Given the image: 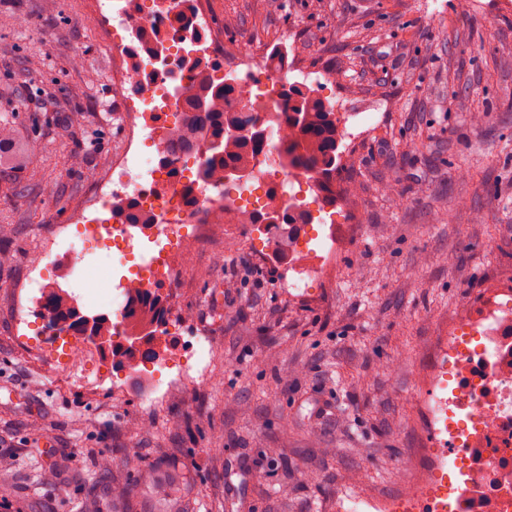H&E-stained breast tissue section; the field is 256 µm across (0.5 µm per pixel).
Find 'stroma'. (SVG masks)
I'll return each instance as SVG.
<instances>
[{
  "label": "stroma",
  "instance_id": "obj_1",
  "mask_svg": "<svg viewBox=\"0 0 512 512\" xmlns=\"http://www.w3.org/2000/svg\"><path fill=\"white\" fill-rule=\"evenodd\" d=\"M225 48L273 50L291 40L298 75L326 76L314 96L371 112L342 140L337 186H310L308 210L346 225L332 281L304 296L267 246L264 224H241L183 254L157 291L170 313L163 357L197 334L214 352L208 377L146 408L155 361L116 367L88 391L33 360L13 333V287L40 237L69 223L122 142V86L90 0H0V99L39 153L0 175V457L12 463L0 512H83L99 473L93 452L131 480L128 512H160L135 482L153 465L193 512H335L337 496H390L418 471L425 444L416 406L424 348L489 282H512V0H208ZM82 130L67 136L72 113ZM482 120H473V113ZM82 158L72 166L71 155Z\"/></svg>",
  "mask_w": 512,
  "mask_h": 512
}]
</instances>
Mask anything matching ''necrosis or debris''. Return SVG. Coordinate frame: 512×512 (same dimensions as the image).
<instances>
[{
  "mask_svg": "<svg viewBox=\"0 0 512 512\" xmlns=\"http://www.w3.org/2000/svg\"><path fill=\"white\" fill-rule=\"evenodd\" d=\"M145 9V0H123L117 5L122 33L107 42L112 79L128 87L122 122L129 132L120 157L112 162L110 180L74 216L77 235H70L63 224L40 241L48 269L65 261L67 276L87 301L98 288L92 271L102 246L110 243L130 249L144 240L151 245L134 278L123 277L115 284L116 294L124 296L130 286L150 289L160 280L173 279L182 253L217 232L214 215L263 213L260 201L250 199V187L235 193L212 190L199 176L185 174L184 158L175 159L168 167L161 158L144 151L137 134L145 129L142 118L148 112H169L175 123H184L187 107L175 102L172 89L194 73L187 66L173 75L151 65L153 31L164 33L170 53H178L181 45L192 42L197 55L216 68H243L242 81L253 99L271 108L276 104L273 89L258 77L270 68L266 56L225 51L222 39L211 30L207 0H185L180 21L162 17L148 22L143 16ZM116 185L143 212L157 214L158 223L116 220L110 202ZM342 242L332 224L323 225L310 243L296 233L278 239L277 247L291 253L313 250L320 254L315 272L294 273L292 288L307 287L314 276L332 279ZM212 349L211 340L200 341L175 377L163 385L153 384L145 402L161 404L190 381L204 378ZM431 356L418 395L431 445L420 451L423 467L416 481L396 496L341 497L336 512H512V287L492 288L479 314L462 307L435 337Z\"/></svg>",
  "mask_w": 512,
  "mask_h": 512,
  "instance_id": "4bbe7bcc",
  "label": "necrosis or debris"
}]
</instances>
